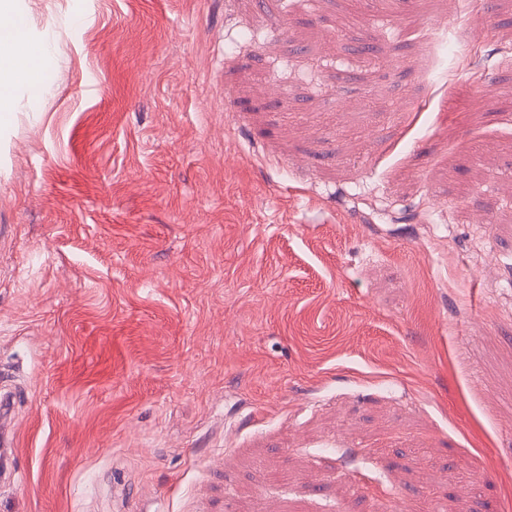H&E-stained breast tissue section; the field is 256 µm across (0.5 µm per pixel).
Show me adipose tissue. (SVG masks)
<instances>
[{
    "instance_id": "1",
    "label": "adipose tissue",
    "mask_w": 512,
    "mask_h": 512,
    "mask_svg": "<svg viewBox=\"0 0 512 512\" xmlns=\"http://www.w3.org/2000/svg\"><path fill=\"white\" fill-rule=\"evenodd\" d=\"M49 51V43L29 40L13 0H0V112L11 110V89L16 81L31 87L41 85L40 62Z\"/></svg>"
}]
</instances>
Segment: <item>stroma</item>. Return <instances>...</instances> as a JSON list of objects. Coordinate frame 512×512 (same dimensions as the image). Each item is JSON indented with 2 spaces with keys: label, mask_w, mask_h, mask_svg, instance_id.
<instances>
[{
  "label": "stroma",
  "mask_w": 512,
  "mask_h": 512,
  "mask_svg": "<svg viewBox=\"0 0 512 512\" xmlns=\"http://www.w3.org/2000/svg\"><path fill=\"white\" fill-rule=\"evenodd\" d=\"M15 10L0 512H512V0ZM0 112L1 121L11 111L13 99L11 89L16 81L28 86L41 85L40 62L51 48L48 42L33 43L28 39L26 27L18 18L13 0L0 1Z\"/></svg>",
  "instance_id": "1"
}]
</instances>
